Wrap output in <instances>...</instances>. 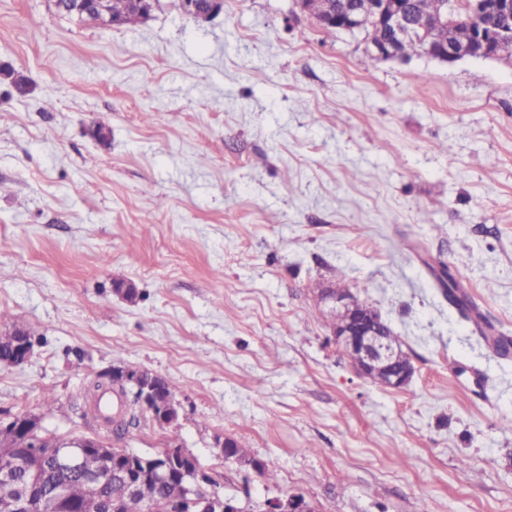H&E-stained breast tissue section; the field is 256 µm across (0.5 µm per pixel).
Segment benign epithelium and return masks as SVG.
Instances as JSON below:
<instances>
[{
  "mask_svg": "<svg viewBox=\"0 0 512 512\" xmlns=\"http://www.w3.org/2000/svg\"><path fill=\"white\" fill-rule=\"evenodd\" d=\"M360 13L351 14L339 10L336 0H325L324 17L339 19L345 29H356L362 22L360 15L376 18L388 31V37L373 47L374 53L383 60L399 57V45L408 38L419 35L421 39L432 38V34L444 28H452L456 22V2H450V11L432 19H420L411 11L409 0H362ZM183 11L197 19L208 20L223 10V0H183ZM53 12L64 13L79 23L100 29H111L118 21L109 11L108 0H52ZM471 11L482 9L494 12L501 26L487 34H480L474 43H457L448 40L444 46L427 44V55L444 63H453L466 58H496L493 41L502 42L512 36V0H471ZM327 311L341 320L332 327V336L339 347L354 354L353 368L366 379L373 380L391 389H402L414 375L410 359L394 344L381 323L369 317L371 307L355 294L340 292L335 288H324L319 293ZM15 335L19 340L12 346L11 354L0 360L8 365H20L32 354L35 343ZM113 386L127 389L131 397L152 402L155 423L165 427L178 421L181 403L174 395H157L158 375L145 376L135 368L117 367L112 370ZM15 423V448L31 449L27 459H11V465L0 470V490L17 498L19 509L27 512L31 498L40 485L41 470L38 460L42 455L40 419L28 414ZM95 448L103 455L102 467L95 473L82 469L81 459L85 449ZM158 463L149 474L136 470L134 455L128 451H113L95 437L76 438L63 441L54 455L55 465L62 471L80 478L85 485V496L77 503L67 500L64 486L56 487L50 497L63 504L66 512H105L112 509V502L103 494L109 484H120L123 491L131 495L138 489L141 480L151 478L160 484H173L185 498L200 507V512H240L236 501L222 498L206 489L213 483L210 474L198 460L183 450H169L158 454ZM268 512H315L303 497L292 495L287 500H272L267 503Z\"/></svg>",
  "mask_w": 512,
  "mask_h": 512,
  "instance_id": "benign-epithelium-1",
  "label": "benign epithelium"
}]
</instances>
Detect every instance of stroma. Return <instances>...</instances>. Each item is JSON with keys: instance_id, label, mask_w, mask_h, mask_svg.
<instances>
[{"instance_id": "1", "label": "stroma", "mask_w": 512, "mask_h": 512, "mask_svg": "<svg viewBox=\"0 0 512 512\" xmlns=\"http://www.w3.org/2000/svg\"><path fill=\"white\" fill-rule=\"evenodd\" d=\"M368 53L296 0L207 21L159 0L112 30L0 0V65L30 84L0 78V330L43 339L0 364V419L182 448L242 512L294 493L315 512H512V357L426 266L512 337V62ZM340 278L399 336L405 389L333 342L317 288ZM116 365L171 383L178 422L94 417L85 391ZM224 436L264 472L220 457ZM439 267H442L440 274L436 276V283L441 289V293L448 303L458 309L462 314L466 315L470 312L468 301L465 293L461 290L462 285L454 278H448L447 271L448 265L444 262L439 263Z\"/></svg>"}]
</instances>
